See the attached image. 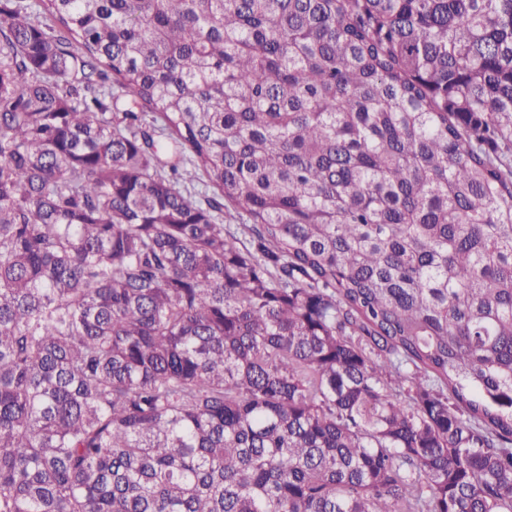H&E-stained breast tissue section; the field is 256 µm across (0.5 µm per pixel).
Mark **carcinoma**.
Listing matches in <instances>:
<instances>
[{
  "instance_id": "obj_1",
  "label": "carcinoma",
  "mask_w": 512,
  "mask_h": 512,
  "mask_svg": "<svg viewBox=\"0 0 512 512\" xmlns=\"http://www.w3.org/2000/svg\"><path fill=\"white\" fill-rule=\"evenodd\" d=\"M0 512H512V0H0Z\"/></svg>"
}]
</instances>
